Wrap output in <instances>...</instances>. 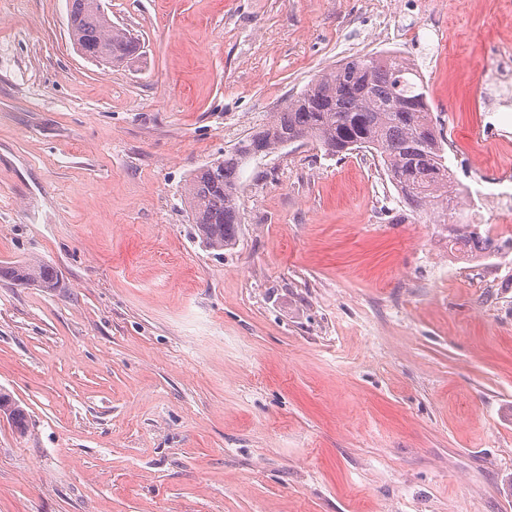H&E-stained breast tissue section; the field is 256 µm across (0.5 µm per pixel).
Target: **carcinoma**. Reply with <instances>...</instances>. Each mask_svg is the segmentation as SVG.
Listing matches in <instances>:
<instances>
[{
    "label": "carcinoma",
    "mask_w": 512,
    "mask_h": 512,
    "mask_svg": "<svg viewBox=\"0 0 512 512\" xmlns=\"http://www.w3.org/2000/svg\"><path fill=\"white\" fill-rule=\"evenodd\" d=\"M69 21L76 49L89 60L119 67L144 54L140 38L112 24L97 0H69ZM303 140L331 156L354 148L376 153L411 213L444 216L448 242L462 245L465 256L483 258L503 249L481 231V225L470 223L451 207L457 188L433 124L424 82L394 52L356 55L323 70L307 88L287 99L263 128L189 174L185 197L205 248L222 251L236 242L242 224L238 190L243 164ZM0 278L52 288L57 271L44 261L6 263L0 265ZM0 413L20 436L28 434V411L3 387Z\"/></svg>",
    "instance_id": "obj_1"
}]
</instances>
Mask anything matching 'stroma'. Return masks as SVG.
<instances>
[{
    "mask_svg": "<svg viewBox=\"0 0 512 512\" xmlns=\"http://www.w3.org/2000/svg\"><path fill=\"white\" fill-rule=\"evenodd\" d=\"M144 42L81 56L67 0H0V512H512V254L449 251L379 157L251 160L222 255L187 176L341 60L414 61L482 230L512 179V0H102ZM0 278L11 280L19 285L53 288L57 281V271L53 265L44 261L6 263L0 265ZM0 413L6 416L21 437L28 434L30 421L28 411L10 391L3 387L0 388Z\"/></svg>",
    "mask_w": 512,
    "mask_h": 512,
    "instance_id": "1",
    "label": "stroma"
}]
</instances>
